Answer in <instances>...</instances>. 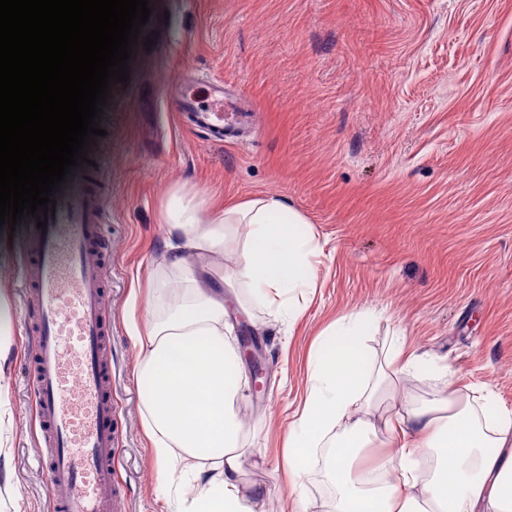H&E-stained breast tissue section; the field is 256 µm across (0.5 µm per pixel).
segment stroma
I'll return each mask as SVG.
<instances>
[{
    "label": "stroma",
    "mask_w": 512,
    "mask_h": 512,
    "mask_svg": "<svg viewBox=\"0 0 512 512\" xmlns=\"http://www.w3.org/2000/svg\"><path fill=\"white\" fill-rule=\"evenodd\" d=\"M128 82L104 108L85 189L105 213L112 463L126 496L117 512H179L141 426L130 295L164 253L161 211L179 187L206 199L280 196L321 246L317 288L294 328L224 291L237 325L261 344L264 387L245 418L242 483L283 508L281 453L305 386L312 345L337 319L367 310V345L382 362L397 338L424 358L397 399L434 403L456 392L512 412V0H150ZM223 81L249 99L253 128L211 144L168 110L165 87ZM108 158L106 168L96 160ZM19 239L0 269L15 330L7 432L20 512H52L46 454L24 363L30 353L18 283Z\"/></svg>",
    "instance_id": "obj_1"
}]
</instances>
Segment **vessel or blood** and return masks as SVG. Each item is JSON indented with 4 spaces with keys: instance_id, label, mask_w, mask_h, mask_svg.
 <instances>
[{
    "instance_id": "obj_1",
    "label": "vessel or blood",
    "mask_w": 512,
    "mask_h": 512,
    "mask_svg": "<svg viewBox=\"0 0 512 512\" xmlns=\"http://www.w3.org/2000/svg\"><path fill=\"white\" fill-rule=\"evenodd\" d=\"M175 109L215 141L249 125L244 102L211 82L207 100L192 85L171 91ZM84 173L56 195L46 229L20 246L19 282L31 350L27 383L36 400L47 449L45 466L53 512H115L121 495L108 449L115 441L112 349L107 284L112 264L101 212L81 191Z\"/></svg>"
}]
</instances>
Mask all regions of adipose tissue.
I'll return each instance as SVG.
<instances>
[{"label": "adipose tissue", "instance_id": "ef3b65f1", "mask_svg": "<svg viewBox=\"0 0 512 512\" xmlns=\"http://www.w3.org/2000/svg\"><path fill=\"white\" fill-rule=\"evenodd\" d=\"M163 221L167 253L147 284L143 316L129 320L143 434L159 466L181 468V512H256L262 493L240 478L245 425L237 404L248 381L229 339L224 288L204 283L199 268L223 261L224 287L247 290L292 325L300 297L315 288L318 243L306 218L276 195L209 209L179 190ZM242 224L249 230L241 236ZM370 321L367 313L336 320L313 350L282 458L289 512H307L305 479L320 451L336 489L328 512H512V417L495 400L477 410L450 398L398 404L371 420L395 378L422 364L400 346L386 367L373 369ZM383 433L386 457L355 469Z\"/></svg>", "mask_w": 512, "mask_h": 512}]
</instances>
